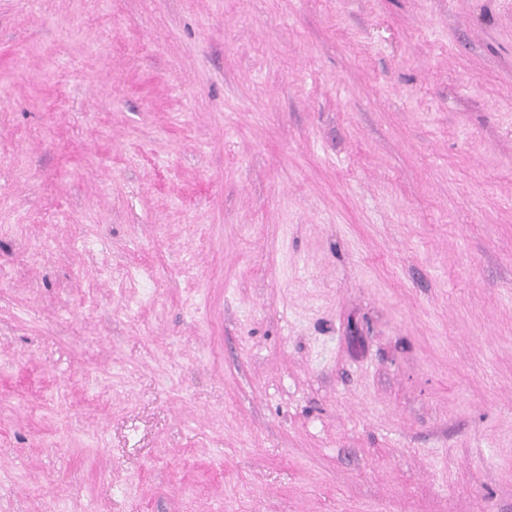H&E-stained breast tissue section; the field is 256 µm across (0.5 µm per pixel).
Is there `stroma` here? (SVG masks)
Returning a JSON list of instances; mask_svg holds the SVG:
<instances>
[{
  "label": "stroma",
  "mask_w": 512,
  "mask_h": 512,
  "mask_svg": "<svg viewBox=\"0 0 512 512\" xmlns=\"http://www.w3.org/2000/svg\"><path fill=\"white\" fill-rule=\"evenodd\" d=\"M0 512H512V0H0Z\"/></svg>",
  "instance_id": "35a3bbf8"
}]
</instances>
